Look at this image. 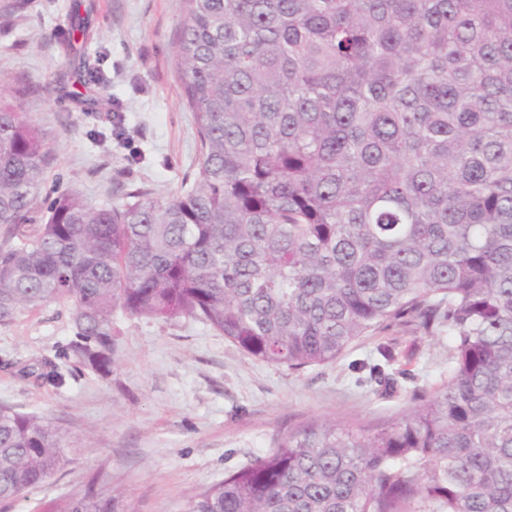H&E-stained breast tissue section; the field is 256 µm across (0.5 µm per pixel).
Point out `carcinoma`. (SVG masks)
<instances>
[{"instance_id": "carcinoma-1", "label": "carcinoma", "mask_w": 512, "mask_h": 512, "mask_svg": "<svg viewBox=\"0 0 512 512\" xmlns=\"http://www.w3.org/2000/svg\"><path fill=\"white\" fill-rule=\"evenodd\" d=\"M178 74L200 142L180 193L35 223L43 128L0 76V325L74 303L69 350L112 372L116 308L196 319L291 369L390 325L448 328V382L370 434L284 437L186 512H512V0H183ZM382 360L369 379L393 385ZM70 461L0 408V503ZM65 512H115L87 490Z\"/></svg>"}]
</instances>
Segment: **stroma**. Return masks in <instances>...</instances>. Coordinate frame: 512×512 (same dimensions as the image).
Returning <instances> with one entry per match:
<instances>
[{"instance_id": "35a3bbf8", "label": "stroma", "mask_w": 512, "mask_h": 512, "mask_svg": "<svg viewBox=\"0 0 512 512\" xmlns=\"http://www.w3.org/2000/svg\"><path fill=\"white\" fill-rule=\"evenodd\" d=\"M0 0V75L14 102L45 130L52 161L43 194L74 191L93 205L129 186L179 192L197 176L198 139L177 70L182 0ZM91 7L90 33L71 23ZM96 61L95 76L65 90L66 48ZM72 303L59 299L0 326V407L52 422L71 448L66 468L0 512H56L85 486L111 491L122 512H185L206 484L224 479L312 424L375 431L448 381L451 338L394 327L353 343L336 360L291 370L249 357L222 333L179 318L115 312L112 371L68 351ZM394 347L397 390L376 392L353 361ZM53 359L56 383L25 376Z\"/></svg>"}]
</instances>
